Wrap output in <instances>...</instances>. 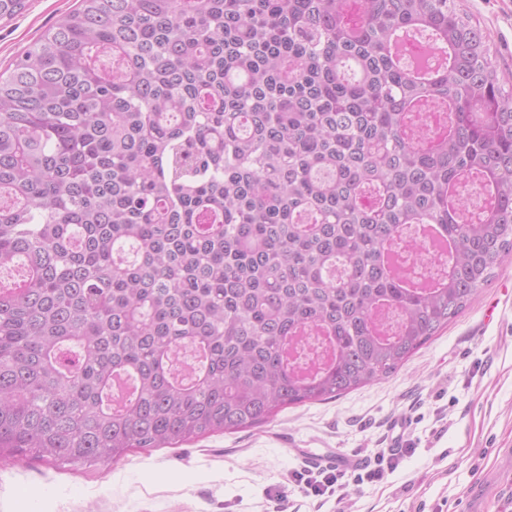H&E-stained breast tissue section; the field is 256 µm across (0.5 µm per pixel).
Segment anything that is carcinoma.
<instances>
[{
    "instance_id": "carcinoma-1",
    "label": "carcinoma",
    "mask_w": 512,
    "mask_h": 512,
    "mask_svg": "<svg viewBox=\"0 0 512 512\" xmlns=\"http://www.w3.org/2000/svg\"><path fill=\"white\" fill-rule=\"evenodd\" d=\"M421 41L443 67L402 62ZM504 83L454 0H80L0 73V459L395 374L512 256ZM431 225L419 282L394 255Z\"/></svg>"
}]
</instances>
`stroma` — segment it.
Wrapping results in <instances>:
<instances>
[{"label": "stroma", "instance_id": "1", "mask_svg": "<svg viewBox=\"0 0 512 512\" xmlns=\"http://www.w3.org/2000/svg\"><path fill=\"white\" fill-rule=\"evenodd\" d=\"M79 0H27L0 21V72ZM512 77V0H456ZM406 427L397 468L343 504L306 496L291 477L306 452L373 460ZM512 448V258L463 313L396 374L339 398L290 407L246 431L215 432L117 461L0 463V512H467Z\"/></svg>", "mask_w": 512, "mask_h": 512}]
</instances>
